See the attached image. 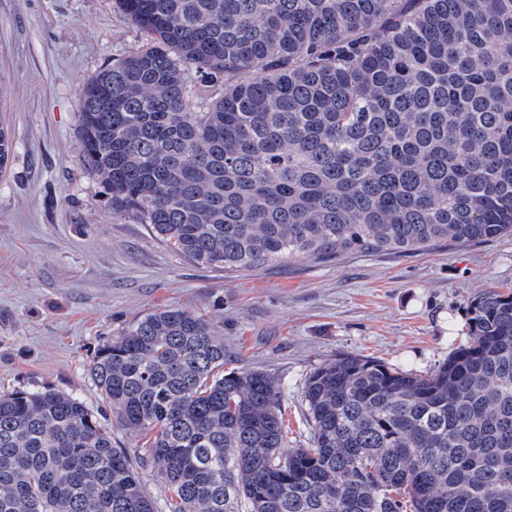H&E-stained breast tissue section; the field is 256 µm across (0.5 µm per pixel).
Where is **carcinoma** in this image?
Returning <instances> with one entry per match:
<instances>
[{"instance_id": "cac0c4a2", "label": "carcinoma", "mask_w": 512, "mask_h": 512, "mask_svg": "<svg viewBox=\"0 0 512 512\" xmlns=\"http://www.w3.org/2000/svg\"><path fill=\"white\" fill-rule=\"evenodd\" d=\"M141 49L85 84L79 145L111 196L197 265L240 271L512 234V0H119ZM206 97L191 112L193 99ZM13 151L0 119V172ZM425 374L342 356L304 387L224 371L176 307L88 374L121 428L50 387L0 392V512H512V292ZM113 439L119 447L127 448L130 451H137L139 454H144L146 450V441L144 435L133 429H120L116 428L112 433Z\"/></svg>"}]
</instances>
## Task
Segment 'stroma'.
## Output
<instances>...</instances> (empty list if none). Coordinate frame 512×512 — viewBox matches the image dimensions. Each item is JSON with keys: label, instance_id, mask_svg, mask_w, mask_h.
<instances>
[{"label": "stroma", "instance_id": "obj_1", "mask_svg": "<svg viewBox=\"0 0 512 512\" xmlns=\"http://www.w3.org/2000/svg\"><path fill=\"white\" fill-rule=\"evenodd\" d=\"M144 36L117 0H0V76L14 153L0 174V389L51 387L84 400L117 445L87 373L138 316L175 306L224 336L225 370L284 387L288 445H307V375L343 355L423 373L465 339L466 308L512 289V235L412 252L283 259L227 274L192 264L130 212L113 209L78 141L86 82Z\"/></svg>", "mask_w": 512, "mask_h": 512}]
</instances>
